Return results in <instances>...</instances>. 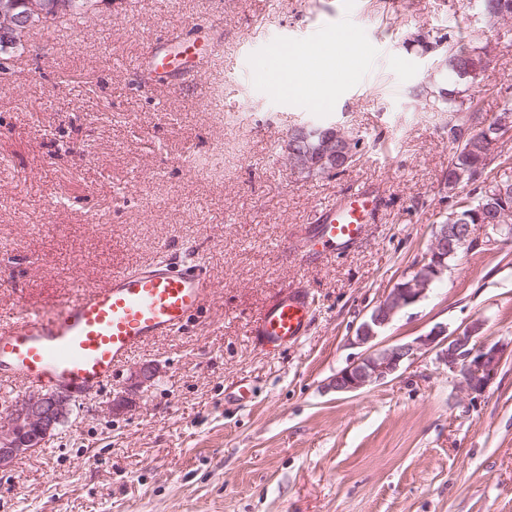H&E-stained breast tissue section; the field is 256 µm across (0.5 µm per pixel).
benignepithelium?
Returning <instances> with one entry per match:
<instances>
[{
	"instance_id": "1",
	"label": "benign epithelium",
	"mask_w": 512,
	"mask_h": 512,
	"mask_svg": "<svg viewBox=\"0 0 512 512\" xmlns=\"http://www.w3.org/2000/svg\"><path fill=\"white\" fill-rule=\"evenodd\" d=\"M354 155L352 142L336 141L332 159L338 164L348 163ZM457 241L464 245H478L472 225L458 224L453 228L443 224L437 228L430 245L429 261L425 265L434 271L431 280L423 281L416 274H405L373 309L370 316L350 337L356 345L369 346L368 353L332 376L326 388L340 393L358 392L372 384H381L395 375L404 365L411 364L423 351H433L439 364L455 375L460 388L471 394H481L494 382L508 354V345L489 344L478 340L477 333L483 323L473 321L454 335H447L442 326L433 328L411 342L387 347H375L371 342L386 327L396 313L423 299L431 282L439 279L448 269L444 264V252L448 243ZM160 373L154 362L137 365L130 373L127 390L138 392L152 384ZM73 412L71 395L54 391H35L12 404L8 418L0 424V470L11 466L13 460L24 453L37 449L50 434L64 425Z\"/></svg>"
}]
</instances>
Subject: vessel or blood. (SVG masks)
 <instances>
[{"instance_id": "vessel-or-blood-1", "label": "vessel or blood", "mask_w": 512, "mask_h": 512, "mask_svg": "<svg viewBox=\"0 0 512 512\" xmlns=\"http://www.w3.org/2000/svg\"><path fill=\"white\" fill-rule=\"evenodd\" d=\"M354 31L339 27L323 37L307 60L306 77H320L323 54L348 47ZM276 66L253 63L251 80L284 95L297 94L296 78L280 42L265 46ZM142 61L153 76L179 73L180 58L147 47ZM381 189L362 184L339 201L318 204L314 221L304 229L302 259L314 262L345 251L363 239L380 205ZM210 281L205 265L193 260L176 265L168 257L112 275L104 284L85 287L51 311L21 308L0 325V380L39 391L64 390L83 398L111 382L115 369L149 342L175 336L206 304ZM313 319L307 290L280 295L251 326L269 353L296 343Z\"/></svg>"}]
</instances>
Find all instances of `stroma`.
<instances>
[{
	"mask_svg": "<svg viewBox=\"0 0 512 512\" xmlns=\"http://www.w3.org/2000/svg\"><path fill=\"white\" fill-rule=\"evenodd\" d=\"M353 18L365 53L335 52L329 75L350 80L334 111L248 80L269 38L306 48ZM461 36L490 51L476 93L498 112L512 32L479 0H99L87 24L28 30L0 71V324L162 252L204 259L212 289L183 333L132 355L0 471V512H512V359L479 395L431 353L383 384L325 388L366 355L350 336L448 215L449 85L432 45ZM154 43L217 51L204 79L155 89L130 65ZM308 120L359 139L345 172L288 163V130ZM364 182L385 188L365 239L294 266L285 252L315 206ZM290 284L313 321L270 354L250 325ZM477 319L482 340L512 342V240L455 259L375 344ZM149 361L154 385L109 413Z\"/></svg>",
	"mask_w": 512,
	"mask_h": 512,
	"instance_id": "obj_1",
	"label": "stroma"
}]
</instances>
